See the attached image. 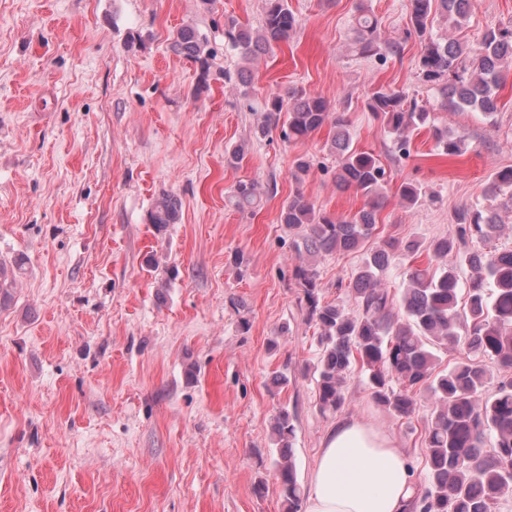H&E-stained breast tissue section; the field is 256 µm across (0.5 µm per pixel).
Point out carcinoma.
<instances>
[{
    "instance_id": "1",
    "label": "carcinoma",
    "mask_w": 512,
    "mask_h": 512,
    "mask_svg": "<svg viewBox=\"0 0 512 512\" xmlns=\"http://www.w3.org/2000/svg\"><path fill=\"white\" fill-rule=\"evenodd\" d=\"M260 28L224 19V41L237 51L242 66L234 75L240 96L249 97L253 67L274 47L288 44L299 21L288 0H265ZM409 22L421 52L418 76L452 112H480L491 117L497 111L502 63L512 60V27L490 29L475 48L433 30L431 16L438 15L449 27H461L475 7V0H409ZM377 15L364 2L356 7L351 45L362 57L400 55L397 42L383 43ZM172 51L198 66L197 90L209 87L210 59L214 52L207 37L193 25L180 27L171 42ZM365 108L393 146L407 154L414 132L432 130L441 156L463 153V136L434 125L431 112L402 90L378 86L365 100ZM335 135L332 148L339 156L336 188L353 190L364 198L351 215L334 219L318 209L298 190L288 197L280 223L297 232L294 247L301 262L293 276L303 288L308 319L318 330L320 356L316 366L319 410L336 413L345 405L344 383L355 364L373 400L392 413L409 418L416 396L426 392L434 409L426 421L425 448L428 486L413 489L412 512H495L498 502L512 497V249L469 250L472 240L489 242L502 232L498 215L477 204L455 213L452 235L424 244L415 239H382L373 243L363 264L351 276L348 293L356 310L342 302L323 301L319 288V259L354 252L373 238L383 194L386 170L372 153L352 146L349 121L332 111L328 101L302 89L289 88L270 95L253 127L262 139L281 128L287 140L307 139L323 127ZM512 191V166L495 171L488 191ZM268 193L256 179H241L229 196L238 212H252ZM395 195L409 207L436 201L425 188L401 182ZM181 201L161 194L148 213V221L161 231L180 219ZM427 252L437 267L409 265L402 291L394 294L382 283L383 274L403 259ZM463 258V266L448 264V255ZM467 272V298L459 305L461 272ZM459 344L468 350L465 359L448 370L436 371V352ZM501 376L496 389L485 394L493 378L489 365ZM280 460L274 473L287 512H301L302 489L291 455L294 425L288 411L276 417L273 427Z\"/></svg>"
}]
</instances>
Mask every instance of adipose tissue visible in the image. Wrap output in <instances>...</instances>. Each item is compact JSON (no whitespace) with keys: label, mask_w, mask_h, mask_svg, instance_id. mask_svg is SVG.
<instances>
[{"label":"adipose tissue","mask_w":512,"mask_h":512,"mask_svg":"<svg viewBox=\"0 0 512 512\" xmlns=\"http://www.w3.org/2000/svg\"><path fill=\"white\" fill-rule=\"evenodd\" d=\"M305 512H405L412 474L393 439L366 423H339L309 479Z\"/></svg>","instance_id":"adipose-tissue-1"}]
</instances>
